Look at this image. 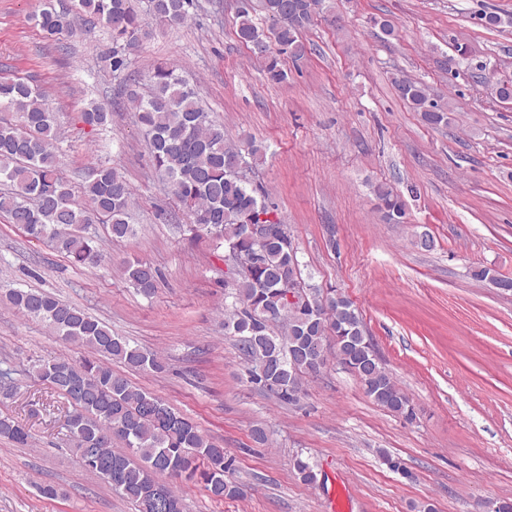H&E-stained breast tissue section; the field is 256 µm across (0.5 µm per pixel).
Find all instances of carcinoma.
<instances>
[{
    "label": "carcinoma",
    "mask_w": 512,
    "mask_h": 512,
    "mask_svg": "<svg viewBox=\"0 0 512 512\" xmlns=\"http://www.w3.org/2000/svg\"><path fill=\"white\" fill-rule=\"evenodd\" d=\"M147 3L149 18L145 19L138 14L135 0H77L79 11L101 19L112 31V51L104 62L116 74L127 69L128 52L147 35L148 20L182 24L190 17L194 0ZM318 5L319 0H262L266 17L275 25L279 53L294 58L305 55L301 31L313 21ZM238 19V39L257 54H269L263 32L247 6L241 7ZM34 20L45 37L55 41L74 33L71 12L51 4ZM395 87L427 124L449 123L450 106L431 99L424 85L400 78ZM127 108L149 140L159 176L188 208L189 231L224 241L248 261L258 254L253 267L236 281L234 303L224 317V330L238 337L244 355L254 364L265 365L263 373H250V382L282 403L298 405L294 387L312 363L323 362L331 330L341 336L337 357L359 378L366 394L406 420L415 419L410 399L380 362L359 314L344 294L324 295L311 288L304 306L286 304L288 277L296 279L299 273L288 226L274 204L258 198L256 189L233 175L244 155L256 160L261 149L251 143L243 148L226 145L224 128L204 112L195 90L170 64L153 68L145 91H130ZM3 110L19 113L20 121L0 120V182L13 186V191L0 193V212L30 237L50 243L74 267H98L102 253L87 234V226L105 217L112 241L133 237L136 227L128 221L130 185L115 169L101 165L92 170L82 186V198H77L60 174L61 160L54 145L57 132L44 95L22 79L1 77ZM109 117L94 102L81 113V121L93 130L105 126ZM375 195L389 219L404 216V205L393 190L379 186ZM261 214L267 216L273 233L259 248L243 237V229L257 223ZM125 274L138 292L147 297L153 294L157 271L151 264L132 262ZM6 299L55 335L93 354L72 361L38 359L31 366L38 379L66 399L65 426L83 470L102 479L139 512L146 503L154 512H184L182 498L170 484L157 479L159 474L194 480L216 500L241 494L240 487L226 479L232 466L226 450L162 398L112 370V362L117 361L132 372L161 374L166 365L155 352L112 335L103 321L52 294L13 289ZM0 438L26 447L32 435L20 421L1 415ZM116 441L124 445V451L112 449ZM86 448L99 449L101 466L85 464ZM294 467L304 483H316L317 473L309 461L298 458Z\"/></svg>",
    "instance_id": "carcinoma-1"
}]
</instances>
